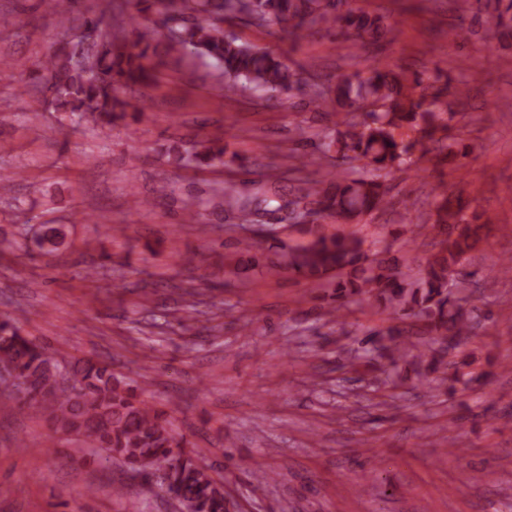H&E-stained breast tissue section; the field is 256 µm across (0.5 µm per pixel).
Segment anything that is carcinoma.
Instances as JSON below:
<instances>
[{
	"label": "carcinoma",
	"mask_w": 512,
	"mask_h": 512,
	"mask_svg": "<svg viewBox=\"0 0 512 512\" xmlns=\"http://www.w3.org/2000/svg\"><path fill=\"white\" fill-rule=\"evenodd\" d=\"M46 11L66 30L63 43L36 63L35 86L44 107L66 112L77 124L112 127L124 117L126 101L119 93L147 83L152 75L154 38L147 23L155 15L167 28L168 54H192L211 60L224 74L227 87L241 86L272 97H307L306 105L318 112L336 110L338 130L318 144L323 155L332 153L360 170L288 193L257 190L242 198L228 187L222 190L224 205L245 223L255 224L263 214L299 211L314 204L325 216L341 224H357L380 209L388 188L386 178L415 163V147L435 165L457 162L467 156L448 146L449 121L456 115L445 100L447 77L441 69L429 76L403 69L336 76L325 89L304 91L299 73L273 52L251 47L224 33V14L245 13L251 19L298 31L330 22L353 29L354 37L376 42L386 31L381 16L355 6V0H145L147 6L128 17L135 38L104 35L92 43L86 32L102 28L112 19V0H100L90 15L78 8L80 0H42ZM484 16V40L488 44L512 39V0H476ZM370 108L366 119L356 113ZM418 130L419 138L404 142L395 132ZM224 158V144L213 138L194 144V151H175L177 165L207 164ZM436 224L443 239L439 250L419 269L414 285L406 282L402 264L393 258L363 251V241L353 234L326 235L311 225L309 243L288 253L285 266L310 282L324 285L336 276V297L368 295L382 301L395 315L412 317L438 336L459 341L469 336L471 311L448 294V280L457 273L464 256L480 240L484 224L479 216L467 219L463 207L448 193L444 182L434 188ZM63 224H43L36 237L39 248L56 250L64 245ZM0 368L11 378L0 381L8 397L21 409L39 405L49 416L52 435L75 436L83 446L96 448L109 461L149 471L170 480L179 490L188 512H225L224 479L212 474V466L200 454L185 450L186 440L175 426L169 409L139 399L126 376L114 371L112 358L78 360L63 372L44 347L25 336L11 320L0 321ZM180 452L175 453L173 449Z\"/></svg>",
	"instance_id": "carcinoma-1"
}]
</instances>
